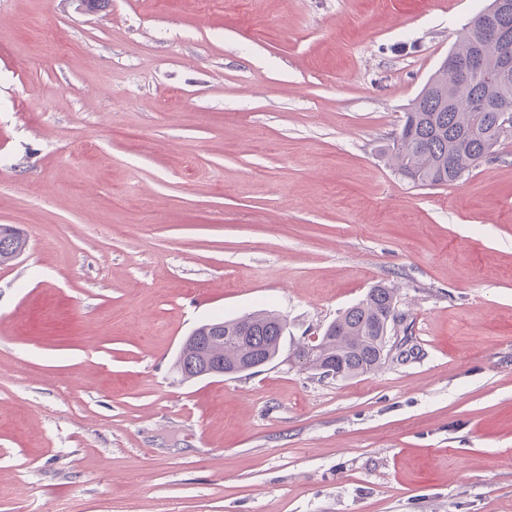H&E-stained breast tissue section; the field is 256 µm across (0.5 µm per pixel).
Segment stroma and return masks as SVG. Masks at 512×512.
Returning <instances> with one entry per match:
<instances>
[{"label": "stroma", "mask_w": 512, "mask_h": 512, "mask_svg": "<svg viewBox=\"0 0 512 512\" xmlns=\"http://www.w3.org/2000/svg\"><path fill=\"white\" fill-rule=\"evenodd\" d=\"M489 0H0V512H512V138L448 186L383 151ZM376 372L185 382L376 283ZM206 326L221 328L219 336H223V339L213 341L209 350L214 358L224 359V361L219 363L207 361L205 370L195 377L207 378L228 375L224 370H233L238 364L243 351L244 344L240 336L243 338L251 336L254 347L272 362L281 355L286 321L274 310L263 308L239 318L222 319L200 325L199 328L202 329L200 334L196 335V328L192 335L201 336L199 343L203 347L209 343L208 336H212L210 332L208 335L204 334L203 329Z\"/></svg>", "instance_id": "stroma-1"}]
</instances>
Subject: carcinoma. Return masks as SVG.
Returning a JSON list of instances; mask_svg holds the SVG:
<instances>
[{"instance_id":"cac0c4a2","label":"carcinoma","mask_w":512,"mask_h":512,"mask_svg":"<svg viewBox=\"0 0 512 512\" xmlns=\"http://www.w3.org/2000/svg\"><path fill=\"white\" fill-rule=\"evenodd\" d=\"M481 35V22L474 17L458 36L452 50L464 53ZM497 49L486 47L484 76L468 81L431 78L406 112L405 121L395 134L390 160L401 176L421 186H446L458 182L480 165L507 136L499 131L496 113L484 112V101L507 99L512 102V79L499 83L492 79ZM396 314V289L377 284L365 297L331 322L319 341V351L307 359L305 368L319 371L332 366L341 379L360 377L377 371L384 363ZM221 338L211 342L201 334L200 341L188 339L182 345L173 368L184 380L193 371L184 363L197 357L198 346L209 347L211 355L224 360V369L236 367L243 351V336L252 338L255 348L273 361L281 355L286 321L270 309H259L245 316L218 320Z\"/></svg>"}]
</instances>
